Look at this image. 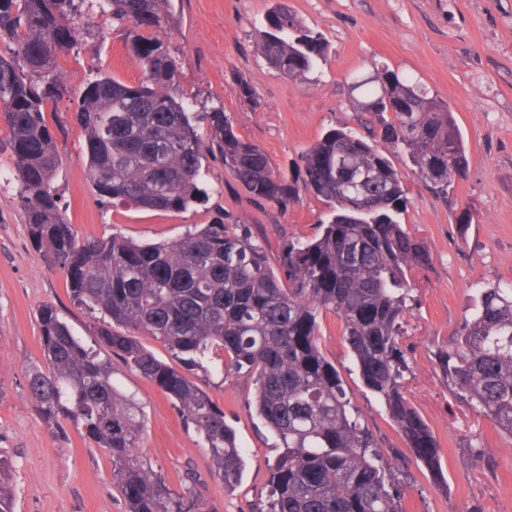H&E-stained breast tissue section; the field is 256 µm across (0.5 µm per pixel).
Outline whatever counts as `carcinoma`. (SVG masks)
I'll list each match as a JSON object with an SVG mask.
<instances>
[{"label": "carcinoma", "mask_w": 512, "mask_h": 512, "mask_svg": "<svg viewBox=\"0 0 512 512\" xmlns=\"http://www.w3.org/2000/svg\"><path fill=\"white\" fill-rule=\"evenodd\" d=\"M91 13L112 21L143 66L134 87L97 72L75 112L102 203L205 207L209 168L219 163L255 203L284 211L305 191L325 203L329 221L312 237L282 235L273 257L266 241L217 206L209 223L171 243L80 236L60 207V155L48 112L64 87L60 56ZM177 23L174 0H0V44L7 45L0 153L12 161L32 246L63 271L99 342L87 346L54 306L39 308L43 362L29 369V397L47 422H71L105 449L126 512H211L194 473L177 491L140 456L139 408L112 380V356L174 401L205 448L212 477L228 491L241 481L244 449L196 376L244 372L256 415L282 449L255 512H405L406 486L389 474L383 449L323 353L318 318L331 312L341 320L364 387L433 482L445 486L437 440L407 396L400 344L408 273L430 255L400 222L407 192L388 152L400 153L430 193L448 202L468 168L454 112L418 81L382 66L352 83L363 90L356 120L368 135L346 124L328 129L288 176L234 131L224 106L199 111L179 93L178 60L160 38ZM255 52L297 80L320 68L328 49L322 33L275 0L258 26ZM141 335L183 368L159 360ZM440 362L454 393L512 437L511 287L478 291ZM11 469L0 449V512H14Z\"/></svg>", "instance_id": "carcinoma-1"}]
</instances>
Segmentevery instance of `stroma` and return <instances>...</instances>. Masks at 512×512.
I'll list each match as a JSON object with an SVG mask.
<instances>
[{"label": "stroma", "mask_w": 512, "mask_h": 512, "mask_svg": "<svg viewBox=\"0 0 512 512\" xmlns=\"http://www.w3.org/2000/svg\"><path fill=\"white\" fill-rule=\"evenodd\" d=\"M272 3L175 0L180 20L169 42L179 58L180 89L202 103L223 102L236 132L260 145L285 173L327 129L355 125L356 97L349 84L377 66L412 76L448 102L469 162L451 201L437 200L399 155L391 157L407 189L401 222L430 254L429 264L410 275L415 288L403 320L410 366L406 384L437 439L447 488L436 486L410 461L383 407L353 370L342 323L329 312L320 317V345L391 467L409 472L407 512H512V437L456 397L438 361L477 289L512 284V0H288L329 45L321 69L297 81L255 52V29ZM61 65L67 91L55 105L62 129L57 185L70 223L85 235L118 233L137 242H170L188 227L208 223L202 210L175 213L100 203L74 112L96 71L134 85L143 77L142 65L115 34L82 37ZM240 78L252 87L259 107L236 93ZM210 183L213 203L250 224L260 238L276 237L281 228L310 237L327 219L326 205L308 193L285 211L255 204L219 164L211 168ZM47 303L75 336L95 345L91 319L71 301L64 274L34 252L13 184L0 182V448L13 456L14 512H126L104 450L88 446L73 425L61 431L48 425L29 398L28 368L41 357L37 310ZM112 366L142 409L140 452L154 470L176 489L186 472H194L202 498L216 512H254L266 492L267 465L279 451L249 407L253 386L247 375L205 386L245 450L242 481L228 492L211 476L205 449L173 401L120 358H113ZM479 448L490 452L492 466L475 463Z\"/></svg>", "instance_id": "35a3bbf8"}]
</instances>
